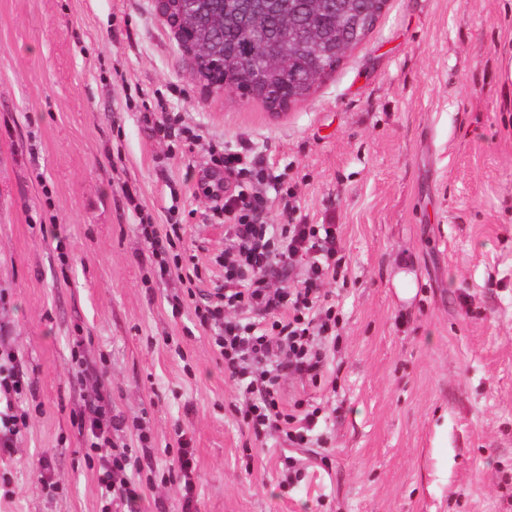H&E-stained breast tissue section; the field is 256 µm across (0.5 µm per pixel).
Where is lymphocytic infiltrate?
Listing matches in <instances>:
<instances>
[{
    "label": "lymphocytic infiltrate",
    "instance_id": "f902f5d3",
    "mask_svg": "<svg viewBox=\"0 0 512 512\" xmlns=\"http://www.w3.org/2000/svg\"><path fill=\"white\" fill-rule=\"evenodd\" d=\"M210 161L237 181L238 190L207 192L227 226L224 287L215 300L195 306L194 315L213 333L224 375L238 393L234 410L254 440L276 436L294 448L327 445L321 408L287 403L284 385L291 377L318 383L338 342L340 312L329 286L347 270L340 227L307 223L285 174L271 172L250 147L211 150ZM271 193L283 223L262 219ZM140 231L160 277L175 274L195 285L202 276L198 260L176 250L182 224L144 217ZM75 379L83 392L79 425L86 430V455L99 462V512L135 507L143 498V460L112 445L116 420L101 391V374L79 365ZM29 387L14 352L0 345V454L14 453L29 426L27 414L15 408Z\"/></svg>",
    "mask_w": 512,
    "mask_h": 512
}]
</instances>
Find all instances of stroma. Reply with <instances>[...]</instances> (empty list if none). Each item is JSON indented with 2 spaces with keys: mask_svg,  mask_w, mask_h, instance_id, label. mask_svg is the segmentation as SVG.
I'll use <instances>...</instances> for the list:
<instances>
[{
  "mask_svg": "<svg viewBox=\"0 0 512 512\" xmlns=\"http://www.w3.org/2000/svg\"><path fill=\"white\" fill-rule=\"evenodd\" d=\"M160 105L199 142L153 136ZM243 141L308 223L339 225L349 266L323 383L285 386L330 409L332 466L293 449L307 473L287 488L282 447L247 443L194 324L224 250L199 176L208 145ZM144 212L184 224L211 268L195 298L157 276ZM0 325L32 384L0 512H98L78 339L125 422L115 447L137 448L141 424L159 476L185 430L198 512H512V0H388L281 116L192 77L154 0H0Z\"/></svg>",
  "mask_w": 512,
  "mask_h": 512,
  "instance_id": "obj_1",
  "label": "stroma"
}]
</instances>
